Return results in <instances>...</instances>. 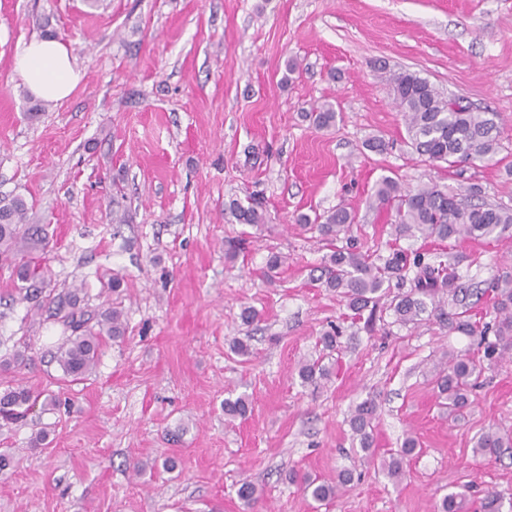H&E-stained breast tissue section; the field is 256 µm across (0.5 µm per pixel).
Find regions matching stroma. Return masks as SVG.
Instances as JSON below:
<instances>
[{"instance_id": "1", "label": "stroma", "mask_w": 512, "mask_h": 512, "mask_svg": "<svg viewBox=\"0 0 512 512\" xmlns=\"http://www.w3.org/2000/svg\"><path fill=\"white\" fill-rule=\"evenodd\" d=\"M46 33L84 77L34 115L14 57ZM379 59L498 113L501 168L468 162L459 178L420 162ZM325 103L339 118L314 129L305 114ZM373 135L386 151L365 149ZM510 165L512 0H0V201L24 198L27 223L45 226L51 297L77 291V311L114 308L127 326L71 380L54 359L65 323L54 306L33 310L0 263V361L25 355L0 369V391L21 383L60 400L0 428L12 459L0 512H242L245 481L262 490L253 512H437L471 481L512 501V448L497 460L473 453L488 428L512 431V359L486 368L466 419L449 422L433 369L443 350L476 339L432 318L394 324L388 305L409 278L391 283L372 323L353 318L316 282L329 243L295 222L346 207L360 250L385 256L390 220L367 203L381 177L458 191L468 178L485 202L512 207ZM253 192L267 223H235L225 202ZM427 249L482 288L512 272V229ZM273 253L284 262L268 278ZM247 306L259 321H242ZM333 329L340 345L329 350L319 338ZM235 338L249 354L231 350ZM305 360L330 379L302 384ZM230 394L250 406L228 423ZM367 399L379 416L366 452L349 416ZM43 429L45 444L32 446ZM409 433L422 452L395 483L382 462ZM343 468L353 480L327 505L300 481Z\"/></svg>"}]
</instances>
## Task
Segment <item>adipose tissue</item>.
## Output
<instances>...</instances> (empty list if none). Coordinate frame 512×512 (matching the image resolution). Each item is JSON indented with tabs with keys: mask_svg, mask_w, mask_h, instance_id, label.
I'll list each match as a JSON object with an SVG mask.
<instances>
[{
	"mask_svg": "<svg viewBox=\"0 0 512 512\" xmlns=\"http://www.w3.org/2000/svg\"><path fill=\"white\" fill-rule=\"evenodd\" d=\"M14 71L35 97L51 102L67 99L83 78L68 46L50 35L23 43L15 56Z\"/></svg>",
	"mask_w": 512,
	"mask_h": 512,
	"instance_id": "obj_1",
	"label": "adipose tissue"
}]
</instances>
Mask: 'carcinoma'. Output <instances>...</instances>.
Masks as SVG:
<instances>
[{"mask_svg": "<svg viewBox=\"0 0 512 512\" xmlns=\"http://www.w3.org/2000/svg\"><path fill=\"white\" fill-rule=\"evenodd\" d=\"M374 69L391 87L395 108L402 114L411 149L423 161L441 162L452 168L460 163L479 161L487 167H496L500 148L499 116L495 112L475 110L461 99L446 96L429 80L415 71H393L384 63ZM309 120L317 129L336 124L333 106L324 104L309 113ZM482 187L471 184L461 194L432 180L414 188H404L391 176L382 177L368 199L369 207L384 210L390 216V235L399 242L421 239L433 242H456L460 239L487 240L496 238L512 227V208L472 204L468 199L482 196ZM27 204L15 197L0 206V262L13 265L24 299L33 307H42V293L47 285L48 269L36 258L48 244L43 226L25 223ZM238 224L258 226L267 222L263 201L249 195L241 202L232 199L225 205ZM296 223L316 230L334 244L316 278L322 287L338 293L347 307L360 315L370 304L377 303L384 285L400 279L403 273L415 270L414 288L395 296L389 308L395 322L415 324L427 315L449 330L464 336H477L474 352L450 349L443 352L436 366L434 387L441 409L457 420L471 405V391L479 387L484 367L481 361L492 364L512 351V275L502 274L493 279L491 309L494 317L482 321L472 313L470 298L480 297L485 291L460 283L461 276L451 263L434 260L425 252H407L392 249L381 258V263L369 261L355 243L352 235L355 216L344 208L333 209L313 217L301 215ZM76 294L57 301L56 310L64 313L72 330L55 355L63 373L75 380L91 373L101 341L104 337L117 339L124 335L122 315L114 309L102 311L96 324L87 326V320L77 316ZM304 384H316L329 377V370L308 361L299 368ZM39 396L23 386L8 387L0 393V419L15 421L25 416L38 404ZM249 403L243 396L224 399V418L233 421L243 418ZM378 407L372 400L358 404L350 416V427L364 451L373 444V421ZM418 440L409 435L402 447L391 453L385 463L387 475L399 480L405 476L409 461L416 455ZM512 447V434L490 429L475 442L474 452L488 458H498L503 449ZM352 481V472L341 470L331 479L303 477L304 489L320 503L335 499L341 489ZM471 485L464 484L459 491L444 495L439 512H465L470 500ZM237 496L248 509L259 500L256 486L244 481Z\"/></svg>", "mask_w": 512, "mask_h": 512, "instance_id": "carcinoma-1", "label": "carcinoma"}]
</instances>
